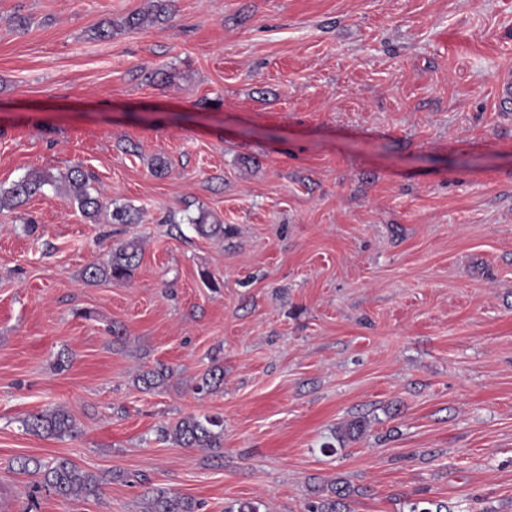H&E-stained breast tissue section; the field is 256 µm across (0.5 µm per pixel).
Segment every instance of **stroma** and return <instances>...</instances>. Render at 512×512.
<instances>
[{
	"label": "stroma",
	"instance_id": "stroma-1",
	"mask_svg": "<svg viewBox=\"0 0 512 512\" xmlns=\"http://www.w3.org/2000/svg\"><path fill=\"white\" fill-rule=\"evenodd\" d=\"M150 6L0 0V190L79 166L138 212L50 186L0 209V512L157 487L306 512L336 481L345 512H512V0H176L121 28ZM131 238V280L86 281ZM57 407L74 434L23 430ZM200 414L221 447L160 440ZM23 458L101 494L34 492ZM175 2L176 0H157L153 4L155 9L152 10L151 13L143 15L138 13L130 14L125 18L124 26L128 29H136L141 27L149 19L152 21L159 19L166 20L169 16L174 15L176 11ZM20 472L39 475L40 480L34 489L52 491L63 498H98L102 478L84 471L68 459H55L43 463L36 458H23L18 461Z\"/></svg>",
	"mask_w": 512,
	"mask_h": 512
}]
</instances>
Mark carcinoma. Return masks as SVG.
Returning a JSON list of instances; mask_svg holds the SVG:
<instances>
[{"label":"carcinoma","mask_w":512,"mask_h":512,"mask_svg":"<svg viewBox=\"0 0 512 512\" xmlns=\"http://www.w3.org/2000/svg\"><path fill=\"white\" fill-rule=\"evenodd\" d=\"M176 0H155L154 10L148 14L133 13L124 20L128 29L141 27L147 20H165L174 15ZM91 174L80 168H73L56 178L44 173H30L12 186L0 192V207L16 209L26 203L46 186H52L64 194V198L74 203L87 219H95L103 209L101 197L91 191ZM194 231L202 237L224 235V225L208 224L206 217L190 219ZM140 244L129 240L114 249L109 260L104 264H92L85 269L87 281H127L136 270L140 260ZM168 378L167 369H150L140 377L147 389L155 388ZM224 381V370L213 366L206 370L198 384V390H215ZM23 426L29 433L61 438L70 435L74 421L70 414L58 407L49 411L29 415ZM164 440H173L186 448H219L222 445L223 428L221 421L209 415H190L179 420L173 427L160 430ZM19 471L40 477L36 491H51L63 498L89 499L98 498L102 478L92 472L84 471L67 459H56L43 463L36 458H24L18 461ZM351 489L347 484L330 485L328 495L311 501L308 512H343L345 500ZM199 505L188 497L179 496L164 488H156L148 497L144 512H196Z\"/></svg>","instance_id":"cac0c4a2"}]
</instances>
